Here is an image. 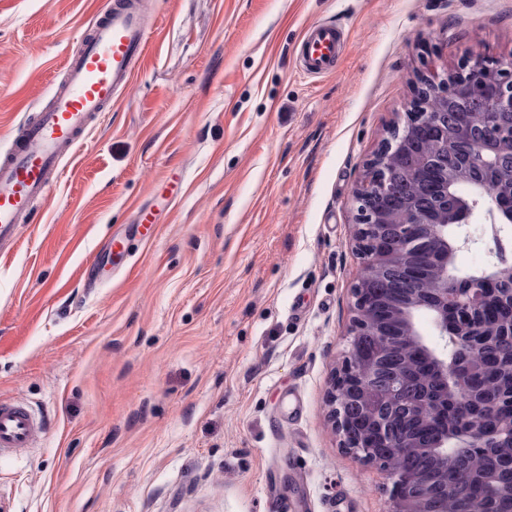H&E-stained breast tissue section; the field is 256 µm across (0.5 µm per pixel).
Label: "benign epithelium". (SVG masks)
Instances as JSON below:
<instances>
[{
	"label": "benign epithelium",
	"instance_id": "1",
	"mask_svg": "<svg viewBox=\"0 0 512 512\" xmlns=\"http://www.w3.org/2000/svg\"><path fill=\"white\" fill-rule=\"evenodd\" d=\"M468 78L495 86V95L480 111H472L469 104L463 112L432 108L434 101L453 96L458 81ZM504 113L512 114V57L495 65L470 58L445 73L427 69L403 121L381 141L352 194L353 240L364 273L352 288L348 356L332 378L327 402L341 446L393 479L389 512H429L437 492L454 491L463 480L459 467L448 460L447 427L399 438L395 428L399 416L427 425L426 412L439 411L448 400V381L468 388L462 363L448 359L443 341L453 335L454 348L463 353L478 350L482 341L456 321L457 311L481 316L494 336L512 326L492 308L500 280L512 275V263L497 259L465 279L455 273L456 253L470 243L462 228L470 223L476 203L458 191L467 180V163H453L448 140L451 135L468 141L470 161L498 171L502 155L512 154V127L497 126V116ZM414 130L421 141L434 145V152L412 151L405 178L432 182L435 201L428 209L401 207L406 196L392 168L395 154L408 149L401 134ZM475 195L491 206L498 223H512V170L499 182L479 185ZM421 254L432 263L429 289L422 288L418 271ZM423 314L433 319L435 343L420 331ZM496 420L498 433L506 435L512 447V419L488 405L458 448L470 449L491 439L495 433L489 422ZM422 440V450L440 460L435 471L392 467L396 458L411 455Z\"/></svg>",
	"mask_w": 512,
	"mask_h": 512
}]
</instances>
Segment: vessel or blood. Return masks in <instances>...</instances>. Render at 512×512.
Masks as SVG:
<instances>
[{"mask_svg":"<svg viewBox=\"0 0 512 512\" xmlns=\"http://www.w3.org/2000/svg\"><path fill=\"white\" fill-rule=\"evenodd\" d=\"M149 34L139 0H113L80 54L66 60L64 80L49 103L10 131L0 150L1 253L17 244L21 224L33 219L35 202L47 199L60 175L61 157L127 87L146 56ZM341 41L335 25L311 27L298 48L301 71L309 76L335 71ZM42 432V421L27 406L0 401V458L32 447Z\"/></svg>","mask_w":512,"mask_h":512,"instance_id":"1","label":"vessel or blood"}]
</instances>
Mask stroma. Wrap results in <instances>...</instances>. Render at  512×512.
<instances>
[{
    "label": "stroma",
    "mask_w": 512,
    "mask_h": 512,
    "mask_svg": "<svg viewBox=\"0 0 512 512\" xmlns=\"http://www.w3.org/2000/svg\"><path fill=\"white\" fill-rule=\"evenodd\" d=\"M144 63L0 255V399L39 440L7 512H388L341 448L354 184L424 64L512 58V0H142ZM109 0H0V135ZM342 33L302 76L305 32ZM341 33L333 24L311 27L303 36L298 58L300 70L308 76H322L336 69L341 53Z\"/></svg>",
    "instance_id": "stroma-1"
}]
</instances>
